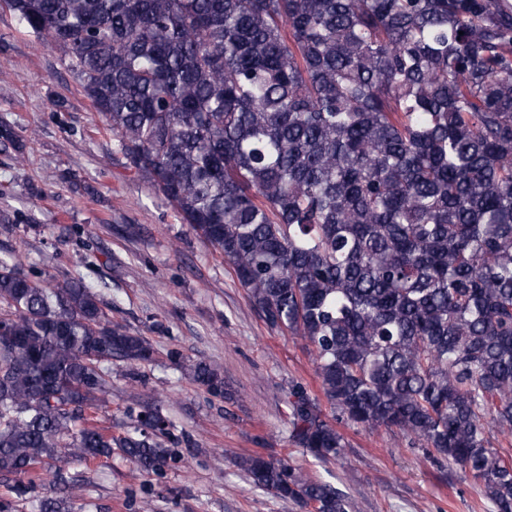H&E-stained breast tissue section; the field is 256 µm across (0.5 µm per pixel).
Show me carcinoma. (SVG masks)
<instances>
[{
    "instance_id": "obj_1",
    "label": "carcinoma",
    "mask_w": 512,
    "mask_h": 512,
    "mask_svg": "<svg viewBox=\"0 0 512 512\" xmlns=\"http://www.w3.org/2000/svg\"><path fill=\"white\" fill-rule=\"evenodd\" d=\"M68 56L147 185L230 265L266 325L312 347L338 416L420 443L512 512V0H0ZM79 279L0 259V512L33 476L84 491L75 462L176 460L157 410L114 438L112 360L152 358ZM193 381L225 394L220 368ZM293 442L344 437L297 392ZM253 484L354 512L282 460Z\"/></svg>"
}]
</instances>
